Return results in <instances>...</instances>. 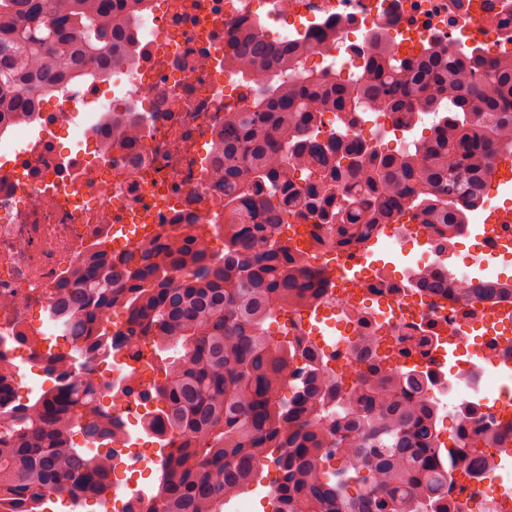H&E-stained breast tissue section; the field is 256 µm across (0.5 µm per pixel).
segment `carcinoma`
<instances>
[{
	"mask_svg": "<svg viewBox=\"0 0 512 512\" xmlns=\"http://www.w3.org/2000/svg\"><path fill=\"white\" fill-rule=\"evenodd\" d=\"M138 0H0V117L30 112L37 96L129 58L122 21ZM231 42L254 92L224 113L211 168L224 184V253L210 231L176 228L114 261L103 242L68 268L49 300L51 322L70 336V359L49 368L53 384L14 400L0 373V512H51L52 494L103 500L112 482V425L101 389L71 379L134 337L160 352L162 378L141 383L156 402L144 430L157 439L162 473L147 512H223L257 484L262 459L279 477L273 512H450L457 470L480 477L489 462L461 432L443 452L431 381L419 364L371 368L349 392L324 352L265 323L301 313L322 290L277 237L295 207L331 219L340 243H365L404 213L452 238L483 201L490 163L512 150V56L427 45L401 58L367 54L362 72L336 82L307 67L314 44L271 47L258 28ZM393 112L412 129L419 112L437 121L412 150L390 154L374 142L325 143L312 133L321 112ZM344 195L332 212V190ZM418 285L448 293V274ZM126 331L112 330V310Z\"/></svg>",
	"mask_w": 512,
	"mask_h": 512,
	"instance_id": "1",
	"label": "carcinoma"
}]
</instances>
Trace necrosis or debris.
<instances>
[{
	"label": "necrosis or debris",
	"mask_w": 512,
	"mask_h": 512,
	"mask_svg": "<svg viewBox=\"0 0 512 512\" xmlns=\"http://www.w3.org/2000/svg\"><path fill=\"white\" fill-rule=\"evenodd\" d=\"M265 22L284 28L285 38L317 40L332 30L334 43L316 51L323 72L344 79L358 73L371 39L387 40L398 56L437 44L480 46L492 57L512 54V0H265ZM256 19L254 0H147L137 24L128 27L131 63L120 68L123 92L112 96L105 77L67 82L41 100L30 122L0 124V358L41 373L55 357L69 354L66 336L53 326L35 333L34 323L49 293L69 264L92 242L111 239L119 225L220 224L223 191L209 174L224 128L225 113L237 110L249 75L226 68L224 50L231 33ZM109 100L114 112L135 113L136 140L116 144L111 123L95 121L78 131L74 148H62L58 133L74 113ZM40 138L28 144L31 128ZM314 215L292 211L289 226L315 230L318 241L304 267L325 282L323 308L343 322L339 342L325 346L346 386L359 382L365 367L352 353L355 340L376 337L379 352L398 349L402 365L420 361L431 373L433 400L465 420L472 434L496 425L499 403L474 402L464 384L471 366H461L462 385L449 388L442 371L443 339L460 334V352L478 345L487 365L512 363V346L502 345L487 315L512 308V296L491 289L494 271L471 276L486 295L460 301L462 276L449 274L448 292L431 295L416 285L420 266L392 276L385 267L343 281L336 256L355 260L363 246L337 248L328 228ZM82 379H109L123 396L116 413L121 424L138 420L148 403L126 376L121 360L76 367ZM160 458L151 448L124 444L112 449V503L120 512H144L147 498L134 479L152 474Z\"/></svg>",
	"instance_id": "4bbe7bcc"
}]
</instances>
